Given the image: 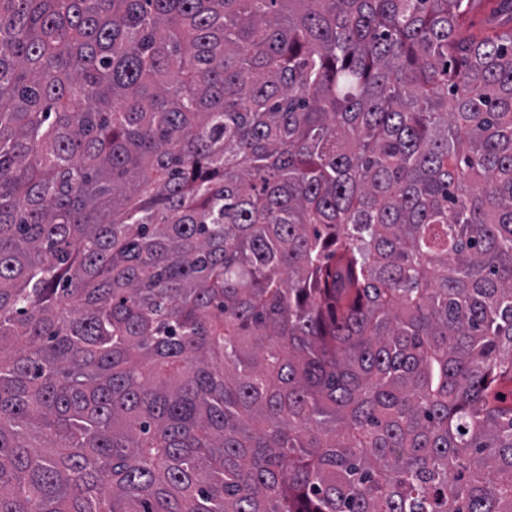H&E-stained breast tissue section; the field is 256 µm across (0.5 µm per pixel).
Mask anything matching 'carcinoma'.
<instances>
[{"mask_svg":"<svg viewBox=\"0 0 512 512\" xmlns=\"http://www.w3.org/2000/svg\"><path fill=\"white\" fill-rule=\"evenodd\" d=\"M512 0H0V512H512Z\"/></svg>","mask_w":512,"mask_h":512,"instance_id":"cac0c4a2","label":"carcinoma"}]
</instances>
